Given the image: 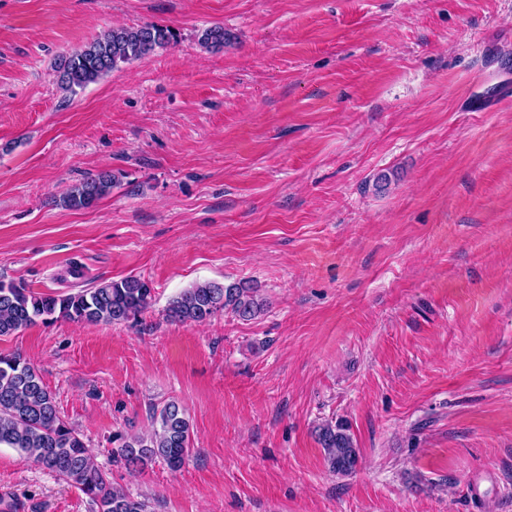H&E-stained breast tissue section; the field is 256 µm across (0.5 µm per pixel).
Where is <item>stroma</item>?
<instances>
[{"mask_svg":"<svg viewBox=\"0 0 512 512\" xmlns=\"http://www.w3.org/2000/svg\"><path fill=\"white\" fill-rule=\"evenodd\" d=\"M146 22L173 42L59 91L62 56ZM215 24L234 39L209 52ZM103 169L109 196L57 204ZM128 275L155 289L138 323H39L0 354L153 512H512V0H0V279ZM239 280L258 319L166 320ZM170 399L183 468L114 462ZM335 418L347 476L315 437ZM12 503L91 512L2 446ZM317 437L324 450V460L331 471L348 474L356 469L359 450L354 445L349 428L343 422H325L319 426Z\"/></svg>","mask_w":512,"mask_h":512,"instance_id":"stroma-1","label":"stroma"}]
</instances>
